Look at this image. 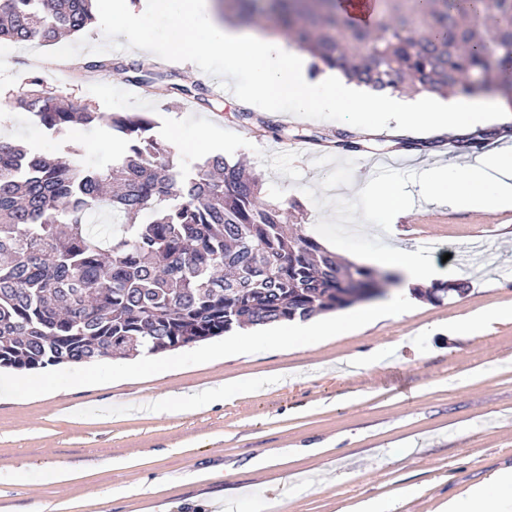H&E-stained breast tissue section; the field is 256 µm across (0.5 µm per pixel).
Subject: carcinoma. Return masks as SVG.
Wrapping results in <instances>:
<instances>
[{"mask_svg": "<svg viewBox=\"0 0 512 512\" xmlns=\"http://www.w3.org/2000/svg\"><path fill=\"white\" fill-rule=\"evenodd\" d=\"M224 11L267 17L322 65L377 90L512 100V0H379L374 30L336 0H224ZM94 18L93 0H0V39L54 43ZM495 54L497 64L490 63ZM153 64L125 68L149 82ZM16 106L52 134L106 125L125 156L101 169L48 160L0 140V368L38 371L195 347L236 327L305 321L377 296L378 274L349 278L313 237L285 233L283 204L258 203L262 181L220 154L185 172L142 114L78 109L34 76ZM147 215L120 232L86 222L103 205ZM465 280L415 293L441 301Z\"/></svg>", "mask_w": 512, "mask_h": 512, "instance_id": "obj_1", "label": "carcinoma"}]
</instances>
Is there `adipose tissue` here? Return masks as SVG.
<instances>
[{
    "label": "adipose tissue",
    "instance_id": "adipose-tissue-1",
    "mask_svg": "<svg viewBox=\"0 0 512 512\" xmlns=\"http://www.w3.org/2000/svg\"><path fill=\"white\" fill-rule=\"evenodd\" d=\"M152 8L172 13L171 47L186 62L199 57H220L224 74L244 76L249 96L264 101L270 110L288 104L296 112H349L359 128L394 125L398 131L425 128L433 132L468 134L484 124L488 112L500 113L501 124L512 122L506 103L455 97L440 105L431 98L413 101L387 90L366 93L355 83L327 72L317 82L307 75V55L264 26L242 31L219 20L211 0H150ZM422 194L433 204L458 211H498L512 208V149L495 147L477 154L472 164L451 163L423 170ZM406 300L361 310L343 320L320 318L296 325L295 336L327 338L355 326L402 315ZM440 512H512V469L490 474L477 485L445 499Z\"/></svg>",
    "mask_w": 512,
    "mask_h": 512
}]
</instances>
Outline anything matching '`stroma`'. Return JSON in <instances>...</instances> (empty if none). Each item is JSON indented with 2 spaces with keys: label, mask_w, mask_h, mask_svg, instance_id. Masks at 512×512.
Here are the masks:
<instances>
[{
  "label": "stroma",
  "mask_w": 512,
  "mask_h": 512,
  "mask_svg": "<svg viewBox=\"0 0 512 512\" xmlns=\"http://www.w3.org/2000/svg\"><path fill=\"white\" fill-rule=\"evenodd\" d=\"M137 41L112 34V15L71 35L83 60L147 57L167 83L201 89L200 100L142 88L129 95L120 71L87 72L64 60L58 45L0 41V97L45 90L104 114L145 112L155 136L189 168L216 153L242 161L262 180L267 200H298L306 234L355 264L371 266L384 250L411 247L438 283L469 282L464 296L415 299L408 312L314 343L259 329L247 355L220 357L223 338L156 355L152 374L128 376L130 360L50 366L7 378L52 382L39 397L0 386V503L6 512H350L375 497L402 496L401 512H435L440 500L512 467V320L466 337L450 334L458 316L512 305V210L457 211L430 204L419 174L435 163H468L458 137L402 134L383 126L357 133L348 151L338 134L352 131L344 112L267 110L214 84L217 59L187 69L171 55L170 17L136 7ZM269 120L259 134L239 111ZM6 139L38 153L104 167L118 161L122 141L104 126L56 135L12 108ZM440 138L438 148L427 141ZM396 160L373 176L375 159ZM395 183L411 203L399 224L367 222L369 199ZM208 392L199 409L138 413L157 400ZM65 468L67 481L46 482Z\"/></svg>",
  "instance_id": "obj_1"
}]
</instances>
